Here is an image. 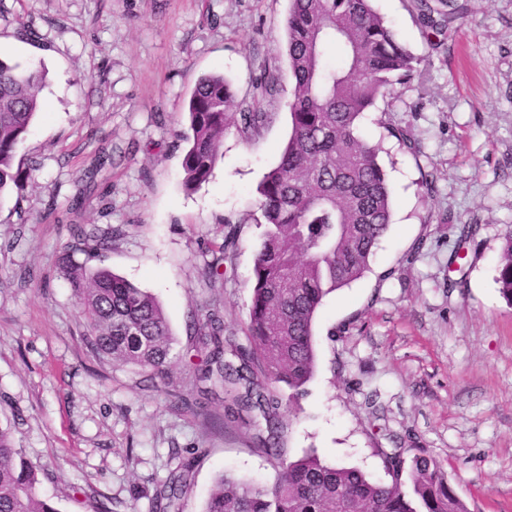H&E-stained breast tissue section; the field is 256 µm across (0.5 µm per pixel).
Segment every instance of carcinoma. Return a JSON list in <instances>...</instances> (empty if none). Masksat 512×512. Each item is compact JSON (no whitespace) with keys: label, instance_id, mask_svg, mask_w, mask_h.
Returning a JSON list of instances; mask_svg holds the SVG:
<instances>
[{"label":"carcinoma","instance_id":"carcinoma-1","mask_svg":"<svg viewBox=\"0 0 512 512\" xmlns=\"http://www.w3.org/2000/svg\"><path fill=\"white\" fill-rule=\"evenodd\" d=\"M372 0H291L286 54L293 78L288 102L291 134L280 162L258 186L264 219L253 266L248 344L224 335L217 317L199 325L209 349L202 379L224 387V418L257 411L265 429L254 447L279 460L270 486L229 474L216 478L202 512H469L435 459L399 451L383 454L389 480L354 468L331 467L310 451L280 458V409L299 406L316 370L313 323L324 298L361 278L388 232L392 191L380 147L361 135L363 114L410 80L421 59L398 39ZM421 23L442 31L462 13L457 0H413ZM45 75L0 59V204L21 191L31 173L15 168L36 113ZM235 93L221 73L199 80L186 106L189 132L183 185L205 183L222 156L224 132L236 120L242 133L259 128L258 108L232 112ZM112 236L77 225L57 265L78 297L93 351L115 367L133 365L149 380L164 379L174 338L164 310L149 293L92 261L109 251ZM496 282L512 304V226L503 231ZM192 464L173 472L154 498L155 512H178ZM0 512H58L39 491L37 469L20 457L11 428L0 426Z\"/></svg>","mask_w":512,"mask_h":512}]
</instances>
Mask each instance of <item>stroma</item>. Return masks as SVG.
Returning <instances> with one entry per match:
<instances>
[{"label": "stroma", "instance_id": "obj_1", "mask_svg": "<svg viewBox=\"0 0 512 512\" xmlns=\"http://www.w3.org/2000/svg\"><path fill=\"white\" fill-rule=\"evenodd\" d=\"M446 32L412 0L375 9L421 60L365 113L393 190L392 224L362 278L328 295L315 322L317 371L285 436V456L386 479L382 454L439 461L469 512H512V304L495 282L512 225V0H461ZM290 0H0V59L45 74L42 108L18 158L34 180L0 203V424L39 465L58 512H153V494L194 460L181 512H202L216 477L272 484L278 466L253 446L262 417L229 430L224 392L189 408L204 358L192 321L218 313L246 334L260 246L257 186L290 132L285 52ZM42 41L22 38V25ZM221 73L241 108L273 90L257 131L224 133L196 190L182 184L184 103ZM404 131L414 149L391 129ZM112 163L94 170L99 151ZM434 184H426L427 175ZM81 205H74V198ZM113 232L102 264L152 294L175 339L165 381L116 368L85 336L56 265L75 225ZM475 236L461 243L462 226ZM220 282L207 265L226 235ZM464 283L450 287L452 252Z\"/></svg>", "mask_w": 512, "mask_h": 512}]
</instances>
